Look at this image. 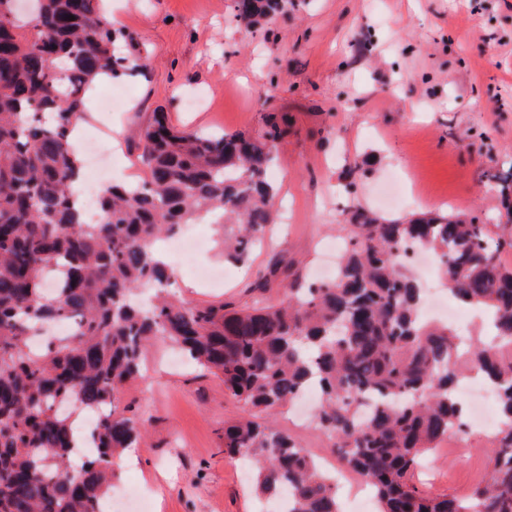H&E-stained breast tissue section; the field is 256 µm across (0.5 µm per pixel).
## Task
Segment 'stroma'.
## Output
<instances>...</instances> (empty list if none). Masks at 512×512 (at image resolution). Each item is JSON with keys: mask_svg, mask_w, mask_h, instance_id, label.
Instances as JSON below:
<instances>
[{"mask_svg": "<svg viewBox=\"0 0 512 512\" xmlns=\"http://www.w3.org/2000/svg\"><path fill=\"white\" fill-rule=\"evenodd\" d=\"M121 29L150 47L144 69L95 85L129 93L113 126L162 112L175 127L261 134L268 114L285 135L269 177L291 221L269 225L248 263L217 247L170 263L186 302L248 307L312 280L336 229L357 206L387 219L439 210L504 232L512 189V0H288L275 22L246 30L233 0H112ZM417 168L431 197L383 205L379 187ZM152 348L120 395L145 421L137 462L119 470L153 512H267L247 468L224 452V425L246 408L191 362ZM491 428L443 442L414 481L434 494L467 492L484 474Z\"/></svg>", "mask_w": 512, "mask_h": 512, "instance_id": "obj_1", "label": "stroma"}]
</instances>
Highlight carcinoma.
I'll use <instances>...</instances> for the list:
<instances>
[{"label":"carcinoma","mask_w":512,"mask_h":512,"mask_svg":"<svg viewBox=\"0 0 512 512\" xmlns=\"http://www.w3.org/2000/svg\"><path fill=\"white\" fill-rule=\"evenodd\" d=\"M233 2L247 28L284 6ZM11 11L0 0V512H103L116 459L141 437L119 394L156 342L265 414L224 426V452L255 462L256 490L287 502L283 512H341L334 474L272 419L310 386L320 393L314 429L379 512H512V267L499 260L512 238L472 218L386 220L357 207L339 225L350 246L334 280L248 309L183 302L156 241L207 220L224 260L248 261L275 213L276 117L252 136L178 129L155 113L132 137L142 188L110 185L88 224L71 132L95 79L143 69L149 51L132 38V53L116 45L100 0H31V15L12 22ZM406 243L439 257L458 301L491 312L490 339L457 344L448 325L419 320L422 288L399 262ZM69 319L74 337L31 351L46 324ZM468 372L498 397L488 475L466 494L433 495L414 472L463 432L456 386ZM73 402L95 416L91 455L79 454L75 411L59 413Z\"/></svg>","instance_id":"obj_1"}]
</instances>
